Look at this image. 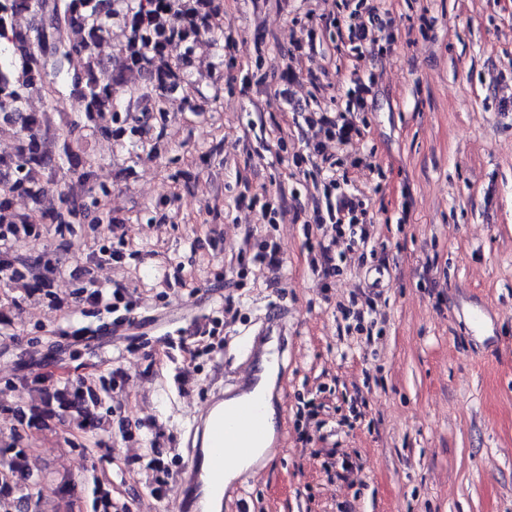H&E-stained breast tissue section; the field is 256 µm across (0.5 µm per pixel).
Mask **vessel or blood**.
<instances>
[{
  "label": "vessel or blood",
  "instance_id": "b4317fda",
  "mask_svg": "<svg viewBox=\"0 0 512 512\" xmlns=\"http://www.w3.org/2000/svg\"><path fill=\"white\" fill-rule=\"evenodd\" d=\"M256 334V344L248 356V375L255 380L259 379L264 369L263 346L266 342L277 340L278 345L272 351L273 356L283 353L281 344L288 334L287 311L279 309L265 317ZM265 433L266 427L257 415L256 403L249 397L225 408L223 417L200 419L195 430L196 436H209L213 443L209 461L211 478L221 479L229 458L257 446Z\"/></svg>",
  "mask_w": 512,
  "mask_h": 512
}]
</instances>
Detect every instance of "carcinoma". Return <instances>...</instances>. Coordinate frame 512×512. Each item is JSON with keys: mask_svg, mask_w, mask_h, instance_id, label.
Here are the masks:
<instances>
[{"mask_svg": "<svg viewBox=\"0 0 512 512\" xmlns=\"http://www.w3.org/2000/svg\"><path fill=\"white\" fill-rule=\"evenodd\" d=\"M211 0H0V119L18 125L14 152L0 156V172L12 180L0 182V235L15 240L32 236L28 215L12 210L14 194L36 196L45 176L66 170L89 184L92 203L108 195L94 182L97 160L73 150L72 137L87 130L108 138H141L142 125H128L129 114L147 119L167 111L171 92L191 73L195 42L209 28ZM28 15L20 26L17 17ZM122 18L127 41L120 49L122 64L107 68L100 47L109 40L114 16ZM179 43L185 52L172 59L169 47ZM82 70L73 72V58ZM53 103L68 94L80 100V114L69 122L66 135L50 132L43 115L26 110L32 94ZM81 200L62 196L61 205L45 212L50 224H71L85 209ZM24 268L40 279L38 267L24 260L0 259V280L22 277ZM40 403L22 412L32 427L49 420H73L96 428L98 411L112 391V377L90 381L79 378L54 382L42 379ZM52 478L39 468L22 439L0 450V512H12L27 498V488L48 484ZM126 506L112 499V490L94 479L92 512H123Z\"/></svg>", "mask_w": 512, "mask_h": 512, "instance_id": "obj_1", "label": "carcinoma"}]
</instances>
